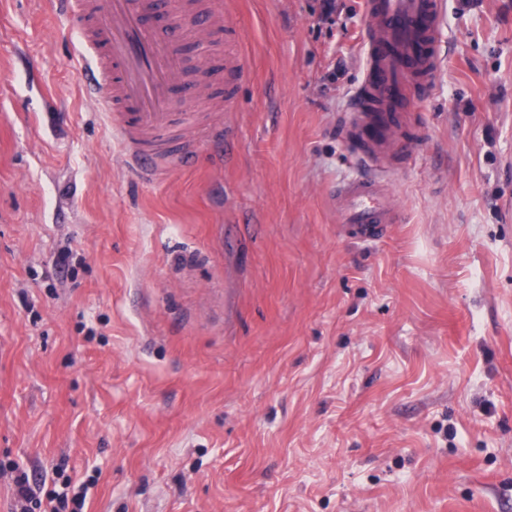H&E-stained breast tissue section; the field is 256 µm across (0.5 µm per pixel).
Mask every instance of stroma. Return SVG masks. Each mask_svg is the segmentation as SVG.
<instances>
[{
  "instance_id": "1",
  "label": "stroma",
  "mask_w": 512,
  "mask_h": 512,
  "mask_svg": "<svg viewBox=\"0 0 512 512\" xmlns=\"http://www.w3.org/2000/svg\"><path fill=\"white\" fill-rule=\"evenodd\" d=\"M246 66L137 176L53 0H0V512H512V0H446L388 167L336 221L363 0H216ZM333 193L339 223L354 229L362 240L380 237L388 224H400L399 212L390 201V187L380 178L341 181ZM16 472L14 483L16 486V510L15 512H35L34 509L42 506V500L37 498L29 483L27 474L16 467H12ZM62 478L61 484L63 490L61 492L56 490L49 492L47 495L49 510H45L44 512H66L64 509L69 508V504L72 505V511L69 512H82L81 509L86 496L85 492L82 489V491L74 492L69 498V493L66 490H69L71 487V480L68 477L64 479L63 474Z\"/></svg>"
}]
</instances>
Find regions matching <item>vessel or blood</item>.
Returning a JSON list of instances; mask_svg holds the SVG:
<instances>
[{
	"label": "vessel or blood",
	"mask_w": 512,
	"mask_h": 512,
	"mask_svg": "<svg viewBox=\"0 0 512 512\" xmlns=\"http://www.w3.org/2000/svg\"><path fill=\"white\" fill-rule=\"evenodd\" d=\"M85 49L81 75L87 95L100 100L137 162L151 174L173 148L177 124L175 80L185 77L216 106L231 103L241 79L239 55L226 50L233 26L212 0H175L174 15L188 23L175 31L150 24L144 0H57ZM443 0H366V62L347 121L355 152L376 166L398 147L406 116L407 89L436 85L441 67ZM192 39L204 49L205 66L191 70L181 46ZM339 223L360 239L373 240L398 223L388 183L377 177L338 182L333 190Z\"/></svg>",
	"instance_id": "b4317fda"
}]
</instances>
